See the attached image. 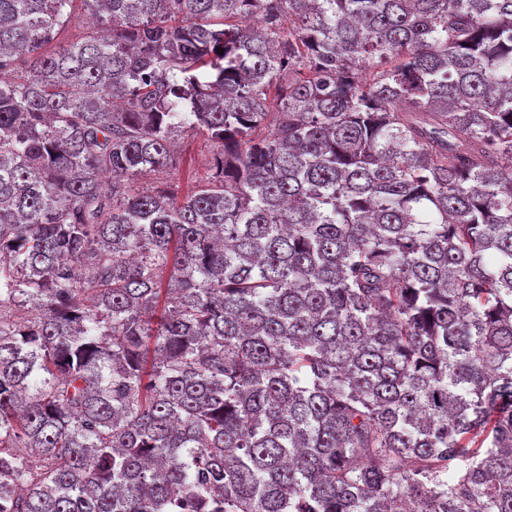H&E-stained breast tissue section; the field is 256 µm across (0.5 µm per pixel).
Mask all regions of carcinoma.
<instances>
[{"mask_svg": "<svg viewBox=\"0 0 512 512\" xmlns=\"http://www.w3.org/2000/svg\"><path fill=\"white\" fill-rule=\"evenodd\" d=\"M0 468V512H512V0H0ZM176 157L180 160L172 172L169 183L181 196L193 186V182L208 174L205 162L211 156L213 145L201 137H192L187 133H178Z\"/></svg>", "mask_w": 512, "mask_h": 512, "instance_id": "cac0c4a2", "label": "carcinoma"}]
</instances>
